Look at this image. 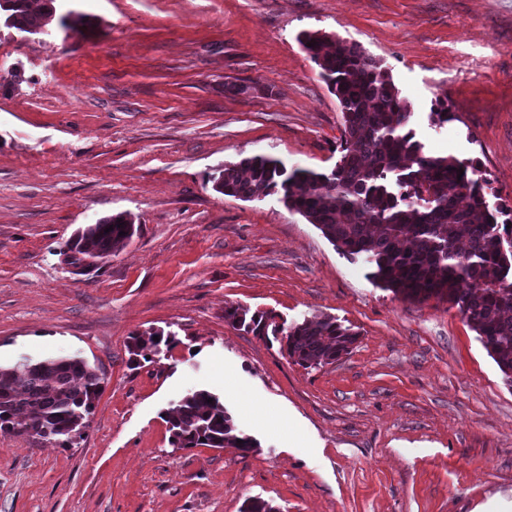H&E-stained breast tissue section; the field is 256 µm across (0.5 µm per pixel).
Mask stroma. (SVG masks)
<instances>
[{
  "instance_id": "stroma-1",
  "label": "stroma",
  "mask_w": 512,
  "mask_h": 512,
  "mask_svg": "<svg viewBox=\"0 0 512 512\" xmlns=\"http://www.w3.org/2000/svg\"><path fill=\"white\" fill-rule=\"evenodd\" d=\"M66 7L90 26H0V363L80 356L106 383L71 447L0 432V512H512V387L458 310L376 286L279 195L211 182L254 155L335 167L340 105L298 41L317 31L379 60L426 152L477 166L512 219V0ZM116 213L128 245L67 270L75 231ZM230 306L359 338L306 369ZM151 330L178 342L131 363ZM196 389L254 449L171 446L162 414Z\"/></svg>"
}]
</instances>
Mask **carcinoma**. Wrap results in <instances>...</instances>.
Returning <instances> with one entry per match:
<instances>
[{"instance_id":"1","label":"carcinoma","mask_w":512,"mask_h":512,"mask_svg":"<svg viewBox=\"0 0 512 512\" xmlns=\"http://www.w3.org/2000/svg\"><path fill=\"white\" fill-rule=\"evenodd\" d=\"M55 2L40 0L35 8L32 0H0V19L5 27L26 32L39 26L33 15L55 16ZM300 41L339 101L340 161L329 172H317L290 170L273 157H246L213 177L214 190L243 200L279 194L288 210L337 249L367 256L374 283L412 301H447L473 325L512 387V224L498 222L468 165L424 152L411 128L410 103L379 61L342 38L315 32L302 34ZM134 233V224L121 213L87 224L66 243L69 264L88 271L92 266L85 260L112 256ZM461 237L468 240L464 253L456 249ZM224 319L255 336H282L288 356L305 369L336 362L358 339L331 316L285 326L267 312L231 306ZM156 336L130 337V355L149 362L161 347L176 343L171 333ZM104 384L101 368L82 357L0 365V430L69 445ZM165 421L175 448L255 446L237 430L224 403L204 389L182 396L165 412Z\"/></svg>"}]
</instances>
